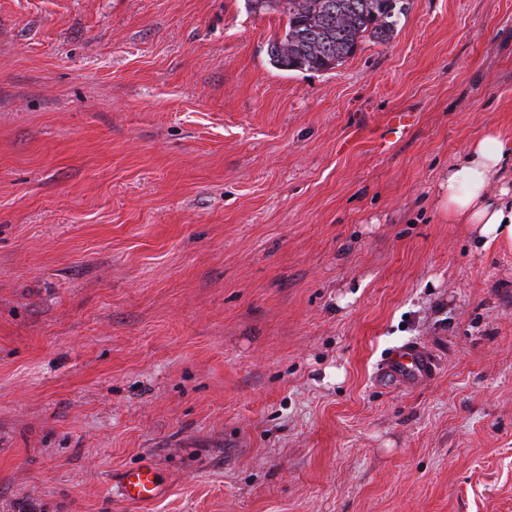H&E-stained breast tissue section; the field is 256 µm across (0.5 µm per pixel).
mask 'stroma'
<instances>
[{
	"instance_id": "1",
	"label": "stroma",
	"mask_w": 512,
	"mask_h": 512,
	"mask_svg": "<svg viewBox=\"0 0 512 512\" xmlns=\"http://www.w3.org/2000/svg\"><path fill=\"white\" fill-rule=\"evenodd\" d=\"M408 2L296 72L246 0H0V512H512V242L436 202L512 0ZM385 370L403 382H410L425 376L430 370V362L418 349L405 347L390 354ZM117 485L125 501L138 504L156 501L164 490L161 473L149 463L122 470L118 475Z\"/></svg>"
}]
</instances>
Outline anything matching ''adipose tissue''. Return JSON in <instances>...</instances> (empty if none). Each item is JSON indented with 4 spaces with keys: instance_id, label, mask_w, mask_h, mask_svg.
I'll return each instance as SVG.
<instances>
[{
    "instance_id": "ef3b65f1",
    "label": "adipose tissue",
    "mask_w": 512,
    "mask_h": 512,
    "mask_svg": "<svg viewBox=\"0 0 512 512\" xmlns=\"http://www.w3.org/2000/svg\"><path fill=\"white\" fill-rule=\"evenodd\" d=\"M506 145L491 132L449 165L439 180V203L450 216L471 224L478 241L512 240V185L502 166Z\"/></svg>"
}]
</instances>
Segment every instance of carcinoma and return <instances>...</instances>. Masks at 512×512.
Returning a JSON list of instances; mask_svg holds the SVG:
<instances>
[{"mask_svg":"<svg viewBox=\"0 0 512 512\" xmlns=\"http://www.w3.org/2000/svg\"><path fill=\"white\" fill-rule=\"evenodd\" d=\"M257 12L287 18L284 33L268 45V56L286 71H329L366 41L386 42L408 6L402 0H247Z\"/></svg>","mask_w":512,"mask_h":512,"instance_id":"cac0c4a2","label":"carcinoma"}]
</instances>
